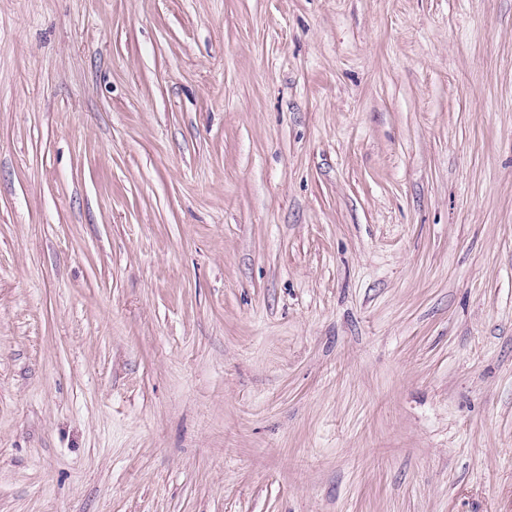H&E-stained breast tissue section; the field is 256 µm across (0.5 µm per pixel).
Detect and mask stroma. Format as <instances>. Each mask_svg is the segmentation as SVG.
Wrapping results in <instances>:
<instances>
[{"label": "stroma", "instance_id": "35a3bbf8", "mask_svg": "<svg viewBox=\"0 0 512 512\" xmlns=\"http://www.w3.org/2000/svg\"><path fill=\"white\" fill-rule=\"evenodd\" d=\"M0 512H512V0H0Z\"/></svg>", "mask_w": 512, "mask_h": 512}]
</instances>
